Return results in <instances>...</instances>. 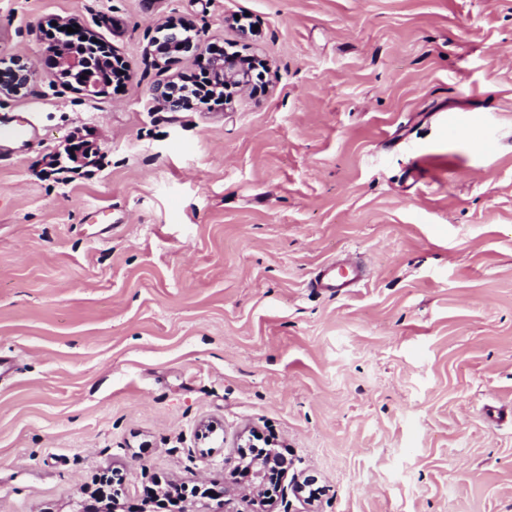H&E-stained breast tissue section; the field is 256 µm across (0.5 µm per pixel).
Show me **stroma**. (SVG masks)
I'll use <instances>...</instances> for the list:
<instances>
[{
    "label": "stroma",
    "mask_w": 512,
    "mask_h": 512,
    "mask_svg": "<svg viewBox=\"0 0 512 512\" xmlns=\"http://www.w3.org/2000/svg\"><path fill=\"white\" fill-rule=\"evenodd\" d=\"M59 20L119 51L122 90L43 73ZM180 20L263 60L258 88L157 111L199 71L154 54ZM17 59L0 512H73L109 471L118 512L167 481L223 490L189 512H512V421L486 415L512 406V0H0ZM348 258L365 282L308 288ZM253 433L290 463L264 509L228 482Z\"/></svg>",
    "instance_id": "35a3bbf8"
}]
</instances>
